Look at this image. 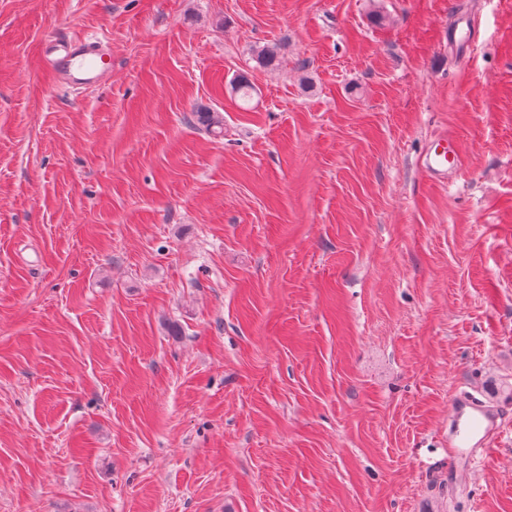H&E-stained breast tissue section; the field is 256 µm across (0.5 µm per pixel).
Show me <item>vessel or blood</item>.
<instances>
[{
  "mask_svg": "<svg viewBox=\"0 0 512 512\" xmlns=\"http://www.w3.org/2000/svg\"><path fill=\"white\" fill-rule=\"evenodd\" d=\"M42 60L54 83L75 89L104 84L112 71L107 41L97 37L62 36L48 39ZM424 171L437 180L456 172V156L447 146L430 148L422 159ZM500 432L497 406L477 400L470 393L455 395L448 418V466L464 475L475 459L484 455Z\"/></svg>",
  "mask_w": 512,
  "mask_h": 512,
  "instance_id": "vessel-or-blood-1",
  "label": "vessel or blood"
}]
</instances>
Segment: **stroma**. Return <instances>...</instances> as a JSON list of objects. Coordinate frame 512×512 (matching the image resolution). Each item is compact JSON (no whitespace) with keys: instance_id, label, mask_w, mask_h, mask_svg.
Segmentation results:
<instances>
[{"instance_id":"35a3bbf8","label":"stroma","mask_w":512,"mask_h":512,"mask_svg":"<svg viewBox=\"0 0 512 512\" xmlns=\"http://www.w3.org/2000/svg\"><path fill=\"white\" fill-rule=\"evenodd\" d=\"M0 512H512V0H0ZM54 83L75 89L101 86L112 71V52L97 37L62 36L48 39L42 56ZM422 167L430 177L444 181L448 179V174L456 172L457 158L449 155L448 146L438 144L426 152ZM500 432L498 407L479 401L470 393L455 395L448 418V468L469 473L472 462L487 453Z\"/></svg>"}]
</instances>
